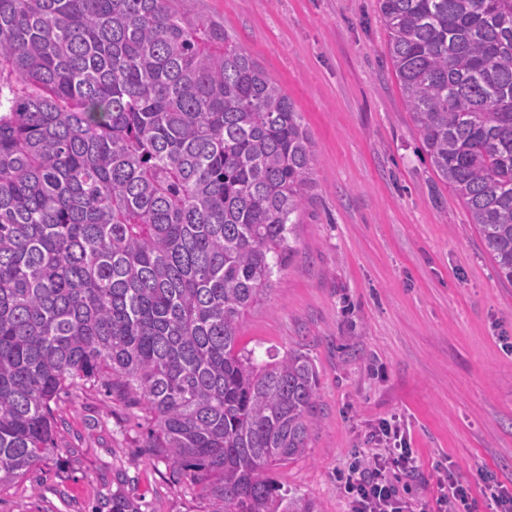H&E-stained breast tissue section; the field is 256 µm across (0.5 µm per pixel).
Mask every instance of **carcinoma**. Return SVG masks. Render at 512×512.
Returning a JSON list of instances; mask_svg holds the SVG:
<instances>
[{
    "instance_id": "cac0c4a2",
    "label": "carcinoma",
    "mask_w": 512,
    "mask_h": 512,
    "mask_svg": "<svg viewBox=\"0 0 512 512\" xmlns=\"http://www.w3.org/2000/svg\"><path fill=\"white\" fill-rule=\"evenodd\" d=\"M379 10L421 150L512 284V0ZM313 156L277 80L176 0H0V490L96 386L145 405L209 512H318L270 476L308 448L316 366L237 348Z\"/></svg>"
}]
</instances>
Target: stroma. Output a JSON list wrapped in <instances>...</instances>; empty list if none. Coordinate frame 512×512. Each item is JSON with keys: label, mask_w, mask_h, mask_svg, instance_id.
I'll return each mask as SVG.
<instances>
[{"label": "stroma", "mask_w": 512, "mask_h": 512, "mask_svg": "<svg viewBox=\"0 0 512 512\" xmlns=\"http://www.w3.org/2000/svg\"><path fill=\"white\" fill-rule=\"evenodd\" d=\"M278 81L314 142L295 249L240 323L257 361L316 365L317 427L277 468L319 512H347L338 478L396 420L424 469L512 483V285L420 152L386 55L378 0H181ZM143 407L89 388L57 404L59 457L0 492V512H208L198 487L146 452Z\"/></svg>", "instance_id": "stroma-1"}]
</instances>
